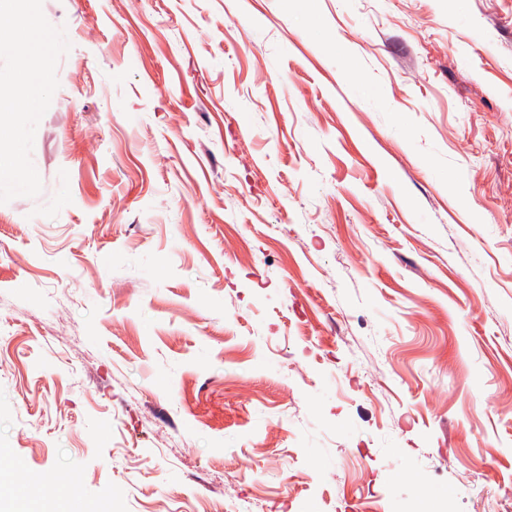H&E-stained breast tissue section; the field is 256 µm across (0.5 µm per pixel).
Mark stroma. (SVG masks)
<instances>
[{
    "mask_svg": "<svg viewBox=\"0 0 512 512\" xmlns=\"http://www.w3.org/2000/svg\"><path fill=\"white\" fill-rule=\"evenodd\" d=\"M0 123V460L86 508L497 512L512 0H35ZM0 40L21 45L28 56V66L22 75L21 94L2 93L0 96V120L2 116L21 109H41L47 101L49 90V77L43 70L41 60L46 55H58L63 50V42L26 19L2 28Z\"/></svg>",
    "mask_w": 512,
    "mask_h": 512,
    "instance_id": "obj_1",
    "label": "stroma"
}]
</instances>
